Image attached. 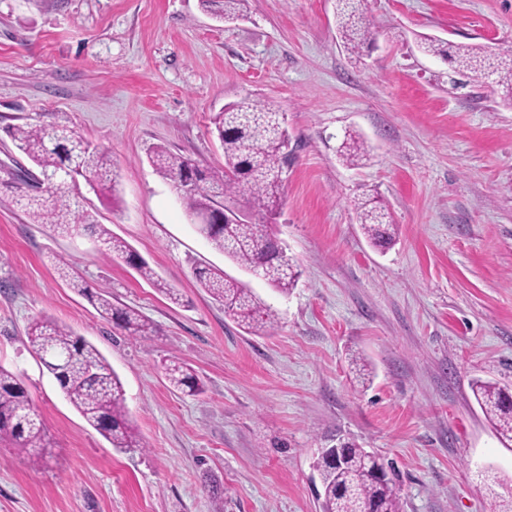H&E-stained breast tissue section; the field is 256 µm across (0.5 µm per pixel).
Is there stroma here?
Here are the masks:
<instances>
[{
	"instance_id": "1",
	"label": "stroma",
	"mask_w": 512,
	"mask_h": 512,
	"mask_svg": "<svg viewBox=\"0 0 512 512\" xmlns=\"http://www.w3.org/2000/svg\"><path fill=\"white\" fill-rule=\"evenodd\" d=\"M373 41L342 46L336 0H248L219 21L200 0H0V366L20 374L51 446L32 465L0 439V512H319L312 468L352 440L393 463L404 512H499L512 449L475 401L512 389V107L487 84L453 89L449 61L418 51L512 41V0H365ZM280 106L290 139L271 227L300 271L281 295L217 251L149 163L167 147L224 165L212 118L244 97ZM69 122L107 151L120 206L86 190L98 223L171 287V303L96 238L58 235L15 203L29 167L13 127ZM370 150L339 162L346 130ZM379 197L387 249L353 201ZM87 287L153 323L146 338L103 320ZM237 278L277 315L247 333L194 267ZM93 343L118 374L146 448L120 452L66 400L28 348L40 315ZM372 366L361 386L352 353ZM192 366L203 394L170 390Z\"/></svg>"
}]
</instances>
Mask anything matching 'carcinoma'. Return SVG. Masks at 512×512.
<instances>
[{"label":"carcinoma","mask_w":512,"mask_h":512,"mask_svg":"<svg viewBox=\"0 0 512 512\" xmlns=\"http://www.w3.org/2000/svg\"><path fill=\"white\" fill-rule=\"evenodd\" d=\"M246 0H202L219 18L243 15ZM364 0H336V21L344 47L353 54L373 36V24L363 8ZM418 49L426 55H447L442 41L419 36ZM454 73L462 80L486 79L501 92V101L512 107V47L458 46L450 55ZM224 150V167L203 171L190 160L163 146L150 149L148 156L156 171L179 191L189 217L206 215L211 224L197 230L228 259L286 295L297 284L300 272L288 258L270 227L258 218L275 216L279 208L282 172L288 164V132L283 127L280 107L269 100L245 98L229 104L213 118ZM17 148L37 172L22 171L19 181L32 191L18 195L16 203L34 224H50L65 236L89 232L96 236L106 255L130 265L172 303L181 301L180 292L161 281L141 261L132 247L82 209L79 194L82 180L111 190V203L120 198L116 190L115 164L108 153L93 148L75 127L68 124L22 125L13 128ZM340 157L348 165L368 159L360 135L350 133L343 140ZM45 188L48 196L39 192ZM246 200V215L235 224H224V212ZM364 234L376 246L391 244L394 225L387 207L377 197H362L354 204ZM196 280L219 304L224 314L254 335H269L276 314L251 289L223 271L194 268ZM95 307L102 319L130 336H150L154 327L129 306L112 303V294L96 295ZM33 353L55 378L69 403L113 448L127 451L146 447L129 418L125 393L119 376L101 352L73 329L49 316L33 321L28 332ZM351 362L360 384L370 381L368 362L354 354ZM169 384L177 390L196 394L203 385L188 365L173 362L164 366ZM472 391L481 410L492 421L505 444L512 443V395L490 381L477 380ZM7 438L34 462L45 459L46 431L32 407L26 388L17 375L0 366V439ZM322 494L319 512H362L367 504L378 512H403L393 479H379L375 470L384 464L353 441L340 449L323 448L313 464Z\"/></svg>","instance_id":"1"}]
</instances>
